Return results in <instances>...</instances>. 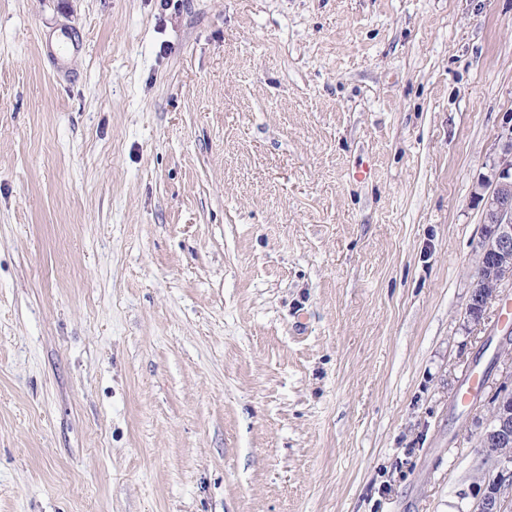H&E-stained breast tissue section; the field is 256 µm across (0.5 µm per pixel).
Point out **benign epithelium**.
Wrapping results in <instances>:
<instances>
[{"label": "benign epithelium", "instance_id": "obj_1", "mask_svg": "<svg viewBox=\"0 0 512 512\" xmlns=\"http://www.w3.org/2000/svg\"><path fill=\"white\" fill-rule=\"evenodd\" d=\"M482 201L485 230L467 306L474 323L480 322L488 304L499 297L502 284L512 282V127L505 133L494 188ZM502 345L511 346L504 381L489 400L490 416L479 435L480 451L495 460L499 470L484 485L475 504L478 512H502V483L505 476L512 477V336H505Z\"/></svg>", "mask_w": 512, "mask_h": 512}]
</instances>
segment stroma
Masks as SVG:
<instances>
[{
    "label": "stroma",
    "mask_w": 512,
    "mask_h": 512,
    "mask_svg": "<svg viewBox=\"0 0 512 512\" xmlns=\"http://www.w3.org/2000/svg\"><path fill=\"white\" fill-rule=\"evenodd\" d=\"M511 126L512 0H0V512H472ZM503 137L494 188L481 197L485 230L467 306L474 323L480 322L488 304L500 296L502 284L512 282V127Z\"/></svg>",
    "instance_id": "1"
}]
</instances>
